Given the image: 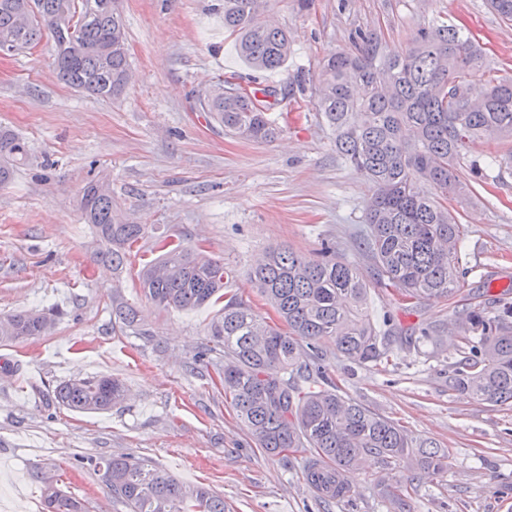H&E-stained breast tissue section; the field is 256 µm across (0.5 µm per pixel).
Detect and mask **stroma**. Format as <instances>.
<instances>
[{"label": "stroma", "mask_w": 512, "mask_h": 512, "mask_svg": "<svg viewBox=\"0 0 512 512\" xmlns=\"http://www.w3.org/2000/svg\"><path fill=\"white\" fill-rule=\"evenodd\" d=\"M130 79L112 99L62 83L55 45L0 55V127L23 136L31 159L0 188V314L64 310L50 335L0 344V512H34V466L58 467L93 506L113 502L94 459L127 454L224 498V512H399L388 490L407 478L408 512H512V407L464 398L448 388L449 358L430 344L392 343L388 364L358 366L335 354L327 378L340 393L451 455L446 474L422 479L408 464L368 458L347 500L325 505L302 477L303 454L256 447L224 396L223 348L213 345L214 309L164 311L138 286L157 240L200 245L235 267L229 294L272 316L247 279L256 254L285 246L314 259L322 241L370 273L360 243L370 185L336 153L334 135L310 97L290 95L297 74L315 78L320 60L375 33L385 53L405 50L417 31L448 20L482 47L497 76L512 78V22L486 0H265L286 28L292 54L273 72L250 68L224 29V0H117ZM225 78L272 88L279 135L257 142L208 123L197 93ZM108 179L129 222L146 233L122 271L93 257L94 237L78 201L87 183ZM466 236L471 287H512V168L476 184L455 203ZM139 310L151 333L112 328L113 290ZM446 316L431 300L404 312L379 292L369 317L380 331L421 328ZM94 374L119 378L125 402L77 414L56 404L55 387Z\"/></svg>", "instance_id": "stroma-1"}]
</instances>
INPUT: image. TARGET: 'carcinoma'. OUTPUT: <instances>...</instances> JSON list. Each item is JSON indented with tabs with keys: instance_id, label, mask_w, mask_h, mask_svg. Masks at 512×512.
Listing matches in <instances>:
<instances>
[{
	"instance_id": "obj_1",
	"label": "carcinoma",
	"mask_w": 512,
	"mask_h": 512,
	"mask_svg": "<svg viewBox=\"0 0 512 512\" xmlns=\"http://www.w3.org/2000/svg\"><path fill=\"white\" fill-rule=\"evenodd\" d=\"M262 0H224V29L235 35L239 56L258 71H274L291 55L288 31L262 19ZM56 46L60 81L92 97L110 99L129 79L127 35L115 0H0V47L13 53ZM481 47L456 26L439 20L420 30L399 54L386 55L379 41L361 35L354 49L330 55L314 84L315 105L335 134L336 152L373 187L364 223V248L372 280L348 262L329 256L310 261L287 248L259 254L248 271L258 293L286 326L270 325L247 304L226 297L238 271L181 241L166 243L139 273L145 297L164 309L222 305L210 336L224 346V394L251 436L266 452L308 449L302 477L322 503L344 500L347 474L368 455L388 463L412 462L432 474L448 471V449L417 439L398 423L321 387L326 381L318 346L357 365L389 361L392 336L371 324L370 284L396 296L407 309L432 299L448 302V319L406 336L436 350L461 354L448 369V388L491 405L512 406V300L474 302L465 288L461 243L465 225L447 206L487 178L492 163L469 156L475 142L512 136V80L491 76ZM489 76L480 97L470 94L477 74ZM224 91V81L199 95V104L224 131L271 141L278 127L266 97ZM26 142L0 129V185L29 160ZM95 232V257L123 269L144 237L112 202L110 184H88L79 202ZM57 308L0 315V344L47 336ZM112 328L140 336L149 332L138 310L112 293ZM124 384L96 375L59 384L54 399L72 412H105L126 398ZM96 470L124 512H224V497L185 483L131 456L102 457ZM41 486L45 512H90L89 503L31 471Z\"/></svg>"
}]
</instances>
